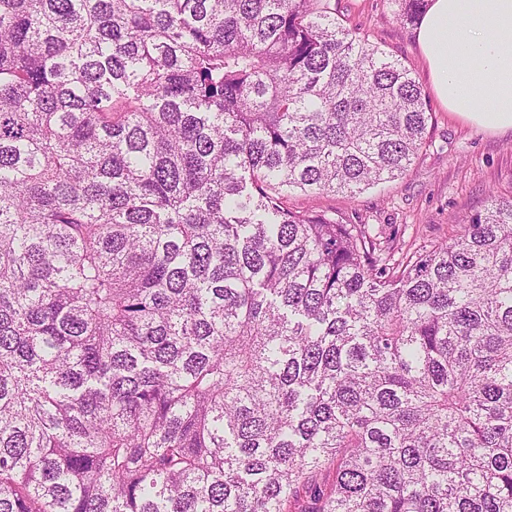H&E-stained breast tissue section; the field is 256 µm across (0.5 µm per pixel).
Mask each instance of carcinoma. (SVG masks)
Instances as JSON below:
<instances>
[{
	"mask_svg": "<svg viewBox=\"0 0 512 512\" xmlns=\"http://www.w3.org/2000/svg\"><path fill=\"white\" fill-rule=\"evenodd\" d=\"M429 119L326 0H0V512H512V196L285 205Z\"/></svg>",
	"mask_w": 512,
	"mask_h": 512,
	"instance_id": "cac0c4a2",
	"label": "carcinoma"
}]
</instances>
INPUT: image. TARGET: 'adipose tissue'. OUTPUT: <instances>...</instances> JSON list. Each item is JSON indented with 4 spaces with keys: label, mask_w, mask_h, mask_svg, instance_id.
<instances>
[{
    "label": "adipose tissue",
    "mask_w": 512,
    "mask_h": 512,
    "mask_svg": "<svg viewBox=\"0 0 512 512\" xmlns=\"http://www.w3.org/2000/svg\"><path fill=\"white\" fill-rule=\"evenodd\" d=\"M417 38L449 111L512 129V0H431Z\"/></svg>",
    "instance_id": "ef3b65f1"
}]
</instances>
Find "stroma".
Returning a JSON list of instances; mask_svg holds the SVG:
<instances>
[{"label":"stroma","mask_w":512,"mask_h":512,"mask_svg":"<svg viewBox=\"0 0 512 512\" xmlns=\"http://www.w3.org/2000/svg\"><path fill=\"white\" fill-rule=\"evenodd\" d=\"M346 28L368 37L416 77L432 114L430 138L410 171L354 196L289 193L294 212L326 214L362 224L396 253L443 242L460 222L483 211L489 194L512 195V130H482L439 100L430 80L415 26L401 23L395 0H332Z\"/></svg>","instance_id":"1"}]
</instances>
